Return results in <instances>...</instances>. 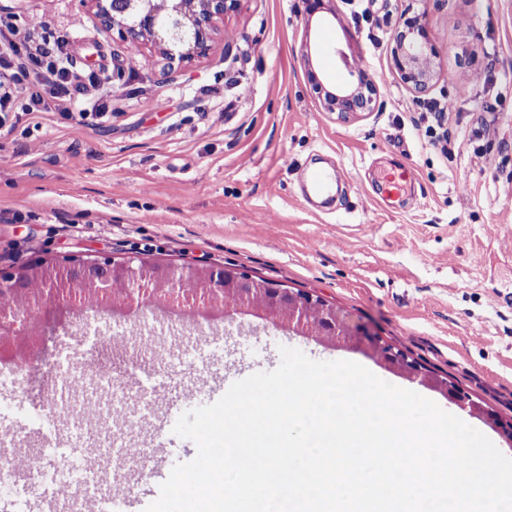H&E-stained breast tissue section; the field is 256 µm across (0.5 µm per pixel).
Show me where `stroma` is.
<instances>
[{
	"mask_svg": "<svg viewBox=\"0 0 512 512\" xmlns=\"http://www.w3.org/2000/svg\"><path fill=\"white\" fill-rule=\"evenodd\" d=\"M306 21L303 0H240L218 21L207 55L164 75L115 72L129 53L90 0H0V16L37 18L68 39L78 77L113 75L112 115L75 125L58 112L18 115L0 133V269L93 254L159 263L231 266L316 294L365 322L379 339L448 379L492 412L474 428L512 454V0H365L352 13ZM425 13L438 50L432 100L453 104L451 139L433 144L425 105L391 73L401 13ZM314 45L304 60V45ZM353 56L379 88L378 111L341 119L322 111L307 66L338 84L337 53ZM491 128L475 140L478 123ZM482 148L486 160L474 155ZM346 172L326 204L306 194L314 167ZM405 171L400 193L383 176ZM38 355L19 377L0 374V439L15 454L49 448L54 427L73 447L78 497L88 485L146 481L159 451L191 461L193 443L131 423L139 449L123 472L96 469L111 447H86L105 408L135 381L190 384L223 367L276 369L281 347L349 360L451 409L445 394L385 367L368 346L327 345L250 314L180 320L128 310L86 321L47 303ZM96 373L79 424L53 403L63 374Z\"/></svg>",
	"mask_w": 512,
	"mask_h": 512,
	"instance_id": "35a3bbf8",
	"label": "stroma"
}]
</instances>
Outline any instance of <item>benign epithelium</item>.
Here are the masks:
<instances>
[{"label":"benign epithelium","mask_w":512,"mask_h":512,"mask_svg":"<svg viewBox=\"0 0 512 512\" xmlns=\"http://www.w3.org/2000/svg\"><path fill=\"white\" fill-rule=\"evenodd\" d=\"M102 27L117 35L129 47L140 50L144 43L158 48L166 60L169 75L174 66L190 63L210 50L217 34V22L233 10L239 0H92ZM392 47V72L416 98L430 93L436 78L434 58L437 52L429 35L425 13H405L396 26ZM342 65L353 81L325 87L319 74L311 69L308 80L318 94L325 112L349 117L373 112L377 106V85L357 67L343 50H336ZM67 269L80 288L100 295L117 310L126 304L152 301L179 307L190 301L197 309L210 311L215 306L232 311L261 314L270 324L284 327L322 343L342 346L359 341L366 335L362 324L350 314L322 298L304 291H294L267 280L255 279L235 268L189 265H157L136 257L121 260L87 255L54 262ZM39 267L21 266L0 271V297L27 292L29 279ZM57 290L45 288L32 299L31 310L13 313L0 306V354H10L18 347L29 348L40 341L33 313L41 308L45 297ZM378 349L383 363L391 370L409 377L421 373L420 365L400 350L387 344ZM431 387L450 396L462 408L502 430L512 442V424L502 425L478 403L462 396L446 380L430 379Z\"/></svg>","instance_id":"1"}]
</instances>
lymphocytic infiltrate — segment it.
Listing matches in <instances>:
<instances>
[{
	"mask_svg": "<svg viewBox=\"0 0 512 512\" xmlns=\"http://www.w3.org/2000/svg\"><path fill=\"white\" fill-rule=\"evenodd\" d=\"M0 25L7 31L0 40V112H59L80 122L87 111L109 110L111 76L90 77L85 93L73 92L63 37L38 32L33 19Z\"/></svg>",
	"mask_w": 512,
	"mask_h": 512,
	"instance_id": "f902f5d3",
	"label": "lymphocytic infiltrate"
}]
</instances>
